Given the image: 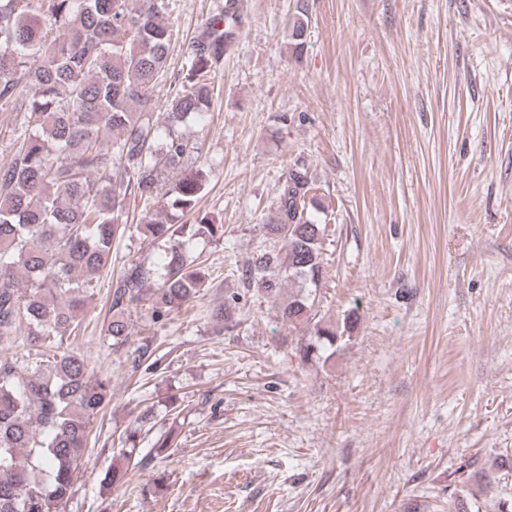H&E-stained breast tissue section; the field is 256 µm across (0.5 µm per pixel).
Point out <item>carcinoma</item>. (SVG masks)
I'll use <instances>...</instances> for the list:
<instances>
[{
    "instance_id": "1",
    "label": "carcinoma",
    "mask_w": 512,
    "mask_h": 512,
    "mask_svg": "<svg viewBox=\"0 0 512 512\" xmlns=\"http://www.w3.org/2000/svg\"><path fill=\"white\" fill-rule=\"evenodd\" d=\"M307 23L288 35L295 56ZM236 39L235 21L206 23L188 47L179 85L169 87L159 119V85L173 50V30L159 0H0V108L24 113L13 130V154L0 165V349L23 337L27 352L0 357V512H65L78 479L92 419L112 400V381L89 372L67 342L82 331L83 309L112 264V246L127 231L162 242L167 262L155 273L131 259L112 284L105 335L129 343L128 313L143 307L158 324L214 281L194 243L224 240V225L198 213L208 173L184 165L190 148L178 129L208 111L214 72ZM111 134L104 142L102 132ZM316 187L305 165L282 175L262 225L264 245L241 279L277 308L288 332L313 350L350 332L322 325L316 305L323 282ZM149 220L129 222V204ZM157 286L145 287L151 276ZM287 282L298 292L280 300ZM133 365L156 369L148 344ZM35 359L22 377L19 359Z\"/></svg>"
}]
</instances>
